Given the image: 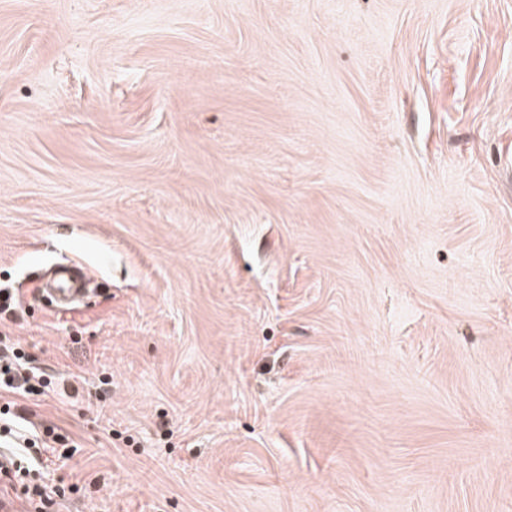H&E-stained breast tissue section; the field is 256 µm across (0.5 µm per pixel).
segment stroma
Wrapping results in <instances>:
<instances>
[{
	"mask_svg": "<svg viewBox=\"0 0 512 512\" xmlns=\"http://www.w3.org/2000/svg\"><path fill=\"white\" fill-rule=\"evenodd\" d=\"M1 283L56 512H512V0H0ZM57 268L58 277L51 285L52 288H45V290L56 296L57 304L70 305L78 301L82 294L83 276L70 264L60 263ZM19 439L23 442L19 447L27 448V449H35L36 452H42V450L49 449L48 447L54 449L55 446H49L48 441L52 440L53 443L60 445L61 448H68L65 443L66 438L60 434H55L54 428L50 426H46L40 433L34 434H22L19 433ZM36 443H41V447L43 448H34L36 447Z\"/></svg>",
	"mask_w": 512,
	"mask_h": 512,
	"instance_id": "1",
	"label": "stroma"
}]
</instances>
